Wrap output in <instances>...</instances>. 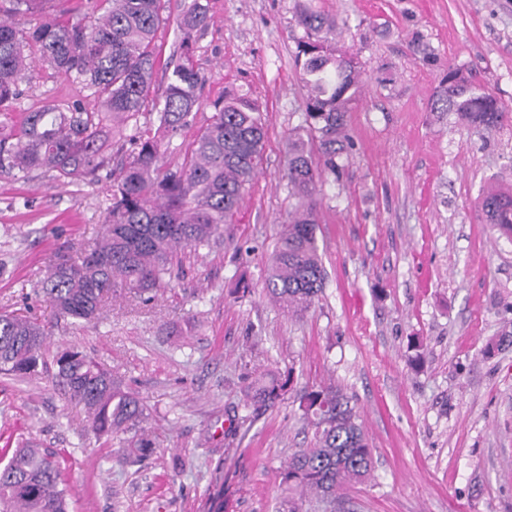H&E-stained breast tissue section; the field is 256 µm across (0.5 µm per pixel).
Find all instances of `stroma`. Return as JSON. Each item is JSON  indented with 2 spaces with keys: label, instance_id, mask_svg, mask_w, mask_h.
I'll list each match as a JSON object with an SVG mask.
<instances>
[{
  "label": "stroma",
  "instance_id": "35a3bbf8",
  "mask_svg": "<svg viewBox=\"0 0 512 512\" xmlns=\"http://www.w3.org/2000/svg\"><path fill=\"white\" fill-rule=\"evenodd\" d=\"M336 19L330 40L355 57L361 93L339 176L316 195L327 277L303 316L264 290L267 259L296 200L282 177L305 120L296 62L302 8ZM196 41L206 77L191 141L227 94L261 102L264 163L235 223L211 248L182 250L168 288L113 299L97 325L54 319L33 295L51 257L101 234L108 178L66 185L0 176V309L48 323L45 367L0 376V447L29 438L64 451L72 512H288L281 471L314 429L300 393L329 385L353 400L374 477L336 512H512V236L485 220L490 184L512 188V0H209ZM485 87L503 121L476 127L435 109L449 66ZM14 113L67 105L76 89L32 68ZM249 285L236 291L238 281ZM107 362L147 416L98 440L51 380L59 351ZM289 376L254 409L260 375ZM155 452L125 463L129 441Z\"/></svg>",
  "mask_w": 512,
  "mask_h": 512
}]
</instances>
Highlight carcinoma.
Instances as JSON below:
<instances>
[{
    "label": "carcinoma",
    "mask_w": 512,
    "mask_h": 512,
    "mask_svg": "<svg viewBox=\"0 0 512 512\" xmlns=\"http://www.w3.org/2000/svg\"><path fill=\"white\" fill-rule=\"evenodd\" d=\"M50 2L0 0V175L40 170L57 182L77 184L110 172L112 203L100 238L77 262L59 257L33 288L54 315L80 325L99 320L110 298L151 300L169 286L179 250H199L223 237L262 165L267 131L258 101L226 95L213 102L214 112L193 141L172 147L194 120L205 83L194 59L197 34L210 22L202 0H192L178 16L181 40L160 97L153 90L160 56L156 34L168 0H89L90 11L76 23L50 9ZM297 23L305 32L296 54L306 88L305 124L288 137L285 170L297 203L268 257L265 288L272 301L298 316L319 299L325 283L315 203L322 172L312 152L328 170H338L337 159L351 148L347 112L360 85L352 57L336 54L320 36L336 23L312 8L302 10ZM36 63L87 91L89 104L46 103L13 117L19 85ZM445 82L436 100L442 110L477 126L502 118L496 99L460 69L448 65ZM127 143V160L112 168L108 146L120 151ZM169 151L176 155L173 163L164 161ZM511 192L495 188L483 206L493 223L512 234V206L497 204ZM47 336L37 320L0 311V374L38 372ZM53 363V382L68 402L84 409L97 438L144 419V400L124 388L104 361L69 348ZM283 390L274 377L260 379L249 398L266 409ZM300 409L315 429V443L296 451L282 471L288 502L313 493L334 512L338 490L371 476L372 448L340 388L301 395ZM1 460L0 512H70L62 453L25 444L1 449Z\"/></svg>",
    "instance_id": "1"
}]
</instances>
